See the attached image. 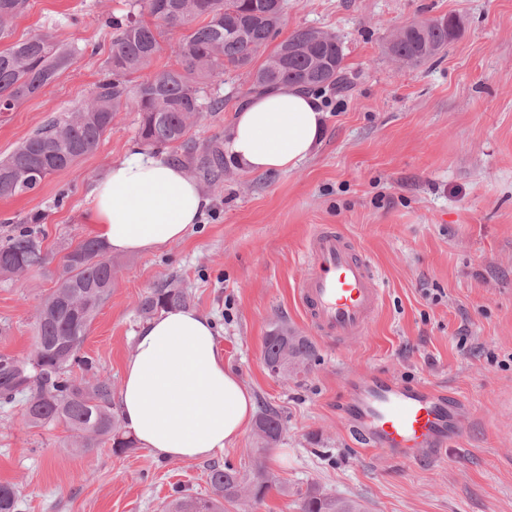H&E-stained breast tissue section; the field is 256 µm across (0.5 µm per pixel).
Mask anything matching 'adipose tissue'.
<instances>
[{"label": "adipose tissue", "instance_id": "obj_1", "mask_svg": "<svg viewBox=\"0 0 512 512\" xmlns=\"http://www.w3.org/2000/svg\"><path fill=\"white\" fill-rule=\"evenodd\" d=\"M321 101L281 85L251 97L224 143L251 172H286L314 153ZM90 224L107 251L147 253L181 242L208 204L166 157L135 150L90 191ZM117 410L140 447L160 460H205L235 444L256 413L254 395L224 361L213 321L174 308L147 320L123 369Z\"/></svg>", "mask_w": 512, "mask_h": 512}]
</instances>
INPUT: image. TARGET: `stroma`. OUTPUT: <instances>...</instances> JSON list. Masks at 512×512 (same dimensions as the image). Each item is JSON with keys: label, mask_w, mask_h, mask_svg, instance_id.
Masks as SVG:
<instances>
[{"label": "stroma", "mask_w": 512, "mask_h": 512, "mask_svg": "<svg viewBox=\"0 0 512 512\" xmlns=\"http://www.w3.org/2000/svg\"><path fill=\"white\" fill-rule=\"evenodd\" d=\"M275 41L301 27L336 34L354 76L323 91L326 126L316 153L287 172L252 173L226 159L219 187L188 237L143 254L113 255L115 286L81 349L120 390L123 363L143 321L141 297L165 284L216 325L224 358L257 408L278 414L279 442L266 463L278 487L228 512H297L317 485L359 500L366 512H512V0H287ZM127 0H28L0 49L43 32L74 48V64L16 111L0 115V158L50 119L84 103L106 74L112 30ZM452 16L459 37L414 68L387 53L403 26ZM224 108L192 130L224 142L250 79L230 69L208 81ZM138 115L120 112L97 149L36 192L0 196V239L29 213H45L43 248L91 237L89 192L139 144ZM350 237L380 276L382 303L364 335L341 345L316 334L296 299L310 236ZM48 272L0 278V353L34 349L37 305ZM308 337L307 372L267 370L264 339L277 324ZM386 373L468 400L463 437L409 463L363 448L344 415V380ZM20 406L0 407V482L21 512H163L177 494L207 489L204 461L158 460L147 449L80 454L63 426H21Z\"/></svg>", "instance_id": "obj_1"}]
</instances>
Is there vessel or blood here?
I'll return each instance as SVG.
<instances>
[{
    "label": "vessel or blood",
    "mask_w": 512,
    "mask_h": 512,
    "mask_svg": "<svg viewBox=\"0 0 512 512\" xmlns=\"http://www.w3.org/2000/svg\"><path fill=\"white\" fill-rule=\"evenodd\" d=\"M307 265L296 292L315 332L339 343L362 335L382 301L368 258L344 234L322 229L309 239ZM345 403L349 427L369 449L395 451L410 462L461 438V418L470 410L455 395L375 373L348 378Z\"/></svg>",
    "instance_id": "vessel-or-blood-1"
}]
</instances>
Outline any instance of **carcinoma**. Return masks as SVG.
<instances>
[{
	"mask_svg": "<svg viewBox=\"0 0 512 512\" xmlns=\"http://www.w3.org/2000/svg\"><path fill=\"white\" fill-rule=\"evenodd\" d=\"M27 0H0V39L11 34ZM273 0H129V10L112 18V49L106 60L110 77L100 82L91 100L55 118L0 160V196L36 191L45 179L70 168L95 150L112 121L131 104L139 114L138 134L148 149L187 165L211 186L224 176V150L217 142L200 145L191 135L206 112L224 107L220 96L207 95L205 81L233 68L245 70L251 90L281 84L313 90L345 85L341 40L314 27H302L253 66L281 25L285 6ZM183 33L171 45L174 64L151 78L130 84L129 76L149 67L162 51L163 29ZM451 17L432 18L403 27L402 37L388 45L390 56L413 67L443 51L456 36ZM75 52L47 34H36L0 51V114L12 112L38 95L74 63ZM43 215L33 213L26 226L0 241V276H19L49 265L43 249ZM56 288L37 309L33 352L20 358L0 354V405L21 403L22 423L29 428L62 425L64 444L88 451L102 443L119 456L136 441L119 418L112 380L93 372L89 379L73 376V368L92 372L93 363L80 356L81 347L100 307L112 293V260L104 245L90 237L65 253L54 272ZM189 303L183 288L162 286L142 297L137 313L149 319L158 312ZM288 347L293 374L305 372L315 350L305 336L275 326L264 340V362L273 370ZM269 434L265 445L278 442V416L264 412L258 419ZM210 491L182 495L165 512H224V504L243 497L261 502L276 486L261 457L245 472L231 465H213L207 473ZM12 485L0 483V512H19ZM298 512H363L353 499L324 493L312 484L301 494Z\"/></svg>",
	"mask_w": 512,
	"mask_h": 512,
	"instance_id": "obj_1",
	"label": "carcinoma"
}]
</instances>
